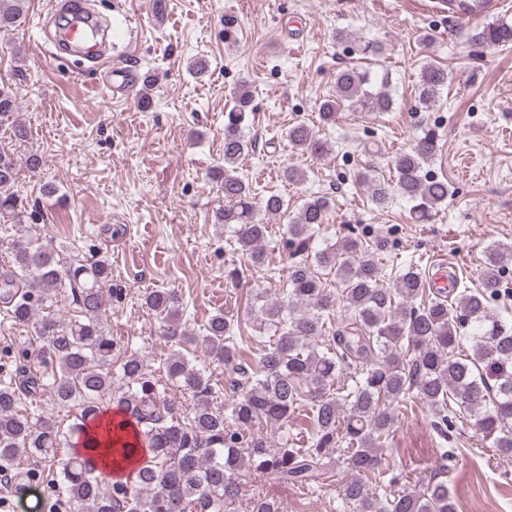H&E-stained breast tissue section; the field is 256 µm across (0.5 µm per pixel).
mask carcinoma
Instances as JSON below:
<instances>
[{
    "mask_svg": "<svg viewBox=\"0 0 512 512\" xmlns=\"http://www.w3.org/2000/svg\"><path fill=\"white\" fill-rule=\"evenodd\" d=\"M25 0H0V30L18 27ZM468 42L478 49L512 45V21L497 19L472 29ZM448 68L427 62L420 69L417 101L435 105L448 86ZM336 94L318 106L321 121L336 122L341 112H390L394 100L388 73L373 74L350 66L336 72ZM234 105L224 119V208L217 223L234 233L255 264L264 262L262 242L268 225L260 215H280L288 204L278 195L261 200L238 174L236 164L249 151L245 130L253 116L247 81L233 91ZM13 91L0 86V118L14 113ZM291 147L321 156L332 150L304 122L288 129ZM440 152L438 135L425 129L391 160L394 179L367 173L372 201L383 207L400 197L412 203L411 218L428 222L448 202L450 184L431 173ZM19 168L0 149V222L23 228L14 244L9 269L0 273V303L27 336L0 376V469L14 465L24 450L48 466L51 484L72 512H225L241 494L240 471L248 467L276 484L323 485L343 467L342 507L350 512H458L442 483L388 491L372 488L365 477L385 478L397 410L415 398L425 401L434 426L448 440L457 415L475 420L484 437L512 455V321L490 307L503 288L502 271L512 259V244L486 253L482 288L463 290L458 305L431 296L419 266L410 262L395 271L392 285L381 279L380 253L385 243L367 247L346 240L312 247L314 232L326 223L329 201L305 200L282 237L288 261L285 289L276 300L256 297L247 323L277 334L268 350L250 362L240 355L246 342L241 324L217 313L205 336L177 333L179 297L152 290L145 305L167 324L166 338L178 345L164 362L166 381L155 380L137 352H127L105 328L109 303L106 285L112 263L103 255L81 257L44 242L34 214L15 190ZM335 273L331 294L322 272ZM69 300L67 321L57 320L58 294ZM342 302L344 318L327 315L333 300ZM203 343L228 372L230 414L212 403L219 383L188 358ZM471 352L462 353L465 343ZM173 385L195 400L192 416L177 413L167 397ZM51 407L77 409L63 429L48 413L19 408L26 398ZM310 406L313 433L305 448L287 436L273 448L263 428L287 427L295 412ZM117 409L133 419V444L112 449L119 457L138 451L144 457L135 487L105 485L90 458L72 438H84L88 422ZM339 456H334V453Z\"/></svg>",
    "mask_w": 512,
    "mask_h": 512,
    "instance_id": "carcinoma-1",
    "label": "carcinoma"
}]
</instances>
